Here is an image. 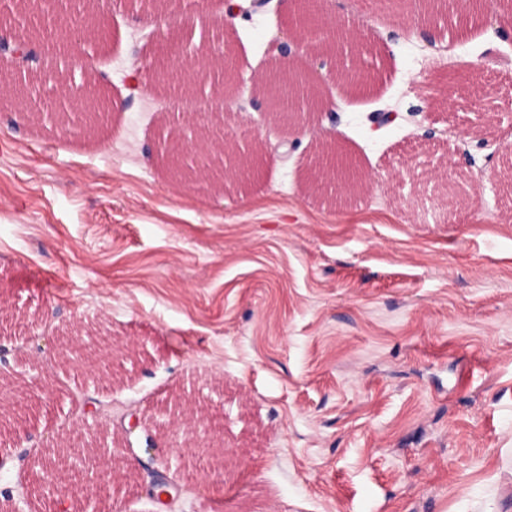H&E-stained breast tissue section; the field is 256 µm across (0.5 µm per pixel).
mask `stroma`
Instances as JSON below:
<instances>
[{"label": "stroma", "mask_w": 512, "mask_h": 512, "mask_svg": "<svg viewBox=\"0 0 512 512\" xmlns=\"http://www.w3.org/2000/svg\"><path fill=\"white\" fill-rule=\"evenodd\" d=\"M233 30L204 0H60L98 10L103 37L40 57L95 78L121 107L99 132L64 133V92L35 81L36 123L0 105V504L41 474L35 459L76 440L97 454L93 499L64 512H512V0L467 18L437 0L432 42L362 0H328L364 42L340 55L367 72L345 86L336 58L287 26V10L238 0ZM221 47L236 81L211 70L186 90L142 89L141 59L170 28ZM335 100L338 123L301 114L294 136L265 112L261 78L281 42ZM454 54L446 56L444 45ZM339 55V56H340ZM397 119L373 129L370 113ZM494 133L466 135L479 114ZM217 122L260 178L186 186L158 157L170 136ZM365 175L337 204L312 189L324 134ZM473 193L449 208L445 176ZM94 328L110 373L78 372L56 333ZM222 417L220 459L171 448L177 406Z\"/></svg>", "instance_id": "35a3bbf8"}]
</instances>
